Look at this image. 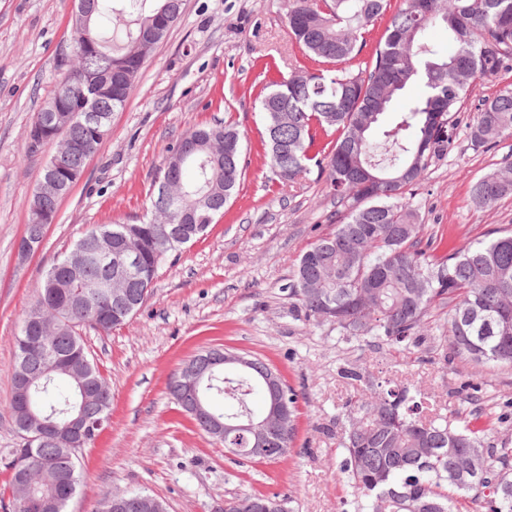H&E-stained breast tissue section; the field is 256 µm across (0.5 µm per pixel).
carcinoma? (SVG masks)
I'll list each match as a JSON object with an SVG mask.
<instances>
[{
    "label": "carcinoma",
    "instance_id": "1",
    "mask_svg": "<svg viewBox=\"0 0 512 512\" xmlns=\"http://www.w3.org/2000/svg\"><path fill=\"white\" fill-rule=\"evenodd\" d=\"M89 17L75 20L73 64L45 105L68 100L72 121L67 138L76 147L54 152L49 163L63 178L81 177L86 162L101 146L108 129L84 120L87 102L83 72L109 77L111 92L93 107L122 109L131 96L152 49L176 24L182 0H90ZM391 13L365 68L346 65L367 46L365 34ZM288 34L307 60L320 65L300 78L271 82L261 99L265 129L283 146L277 153L264 140V153L280 180L293 182L316 167L344 209L336 230L315 242L301 257L289 295L307 321L332 325L343 336L370 337L391 346L419 347L425 318L446 304L448 336L456 353L486 365H512V232L479 240L436 259L422 247L417 210L407 194L427 169L448 153V129L458 119L470 81L497 75L512 60V0H294ZM442 27L452 52L432 40ZM93 41L96 54L83 53ZM419 84L423 94L399 111L392 101ZM475 147L512 137V86L482 107L469 125ZM202 138L197 157L181 170L177 198L196 203L208 221L184 240H169L174 222L172 200L155 191L151 219L136 224H107L112 245L130 244L141 267L124 282L125 295L141 293L157 279L161 266L204 234L224 212L243 174V144L231 125L192 130L171 150ZM512 196V162L480 178L472 188L475 207L490 209ZM62 196L33 190L25 234L44 236L45 214L55 218ZM116 279L114 270L88 259L76 266L64 254L42 279L33 304L23 312L15 336L12 392L7 403L19 443L0 453L9 479L0 488V506L25 512L20 497V462L39 475L27 489L33 496L70 501L80 484L79 459L107 424L112 398H82L73 375L88 372L107 382L90 357L81 331L104 333L123 326L130 316L121 304L102 296L100 287ZM38 381L18 389V371ZM269 364L253 358L251 367L231 372L220 365L205 386V397L221 402L226 416L262 415L263 376ZM290 410L288 423L270 433L273 454L288 455L296 433L298 398L282 384ZM261 406H256V399ZM48 417L50 428L29 439L22 406ZM424 401L405 385L374 389L370 399L346 409L339 468L361 512H458L462 497L480 512H512V447L485 446V431L470 421L424 415ZM471 471L460 488L461 468ZM224 512H285L277 497L244 492L224 500Z\"/></svg>",
    "mask_w": 512,
    "mask_h": 512
}]
</instances>
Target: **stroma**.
Listing matches in <instances>:
<instances>
[{
    "label": "stroma",
    "mask_w": 512,
    "mask_h": 512,
    "mask_svg": "<svg viewBox=\"0 0 512 512\" xmlns=\"http://www.w3.org/2000/svg\"><path fill=\"white\" fill-rule=\"evenodd\" d=\"M292 0H183L181 15L149 54L135 91L60 203L41 248L19 262L27 200L53 153L26 149L36 112L73 55L74 0H0V449L18 436L11 395L14 338L47 268L98 224L141 219L160 166L199 125L236 124L247 146L237 194L204 236L160 270L150 296L121 328L84 330L83 341L112 388L108 427L86 448L67 512H99L111 490L162 498L169 512H218L225 498L257 492L286 512H357L337 472L343 414L371 385L408 384L432 412L470 419L481 405L487 446L512 443V367H489L444 348L447 307L432 311L429 339L396 348L343 339L305 321L288 293L302 255L329 234L336 203L314 170L280 183L264 159L259 92L305 65L286 26ZM512 85V70L476 80L447 156L410 199L428 254L440 256L512 230V198L492 209L471 202L473 184L512 161V138L472 146L468 125L481 105ZM206 348L263 359L298 396L297 434L287 457L239 462L196 428L170 398L167 379Z\"/></svg>",
    "instance_id": "stroma-1"
}]
</instances>
